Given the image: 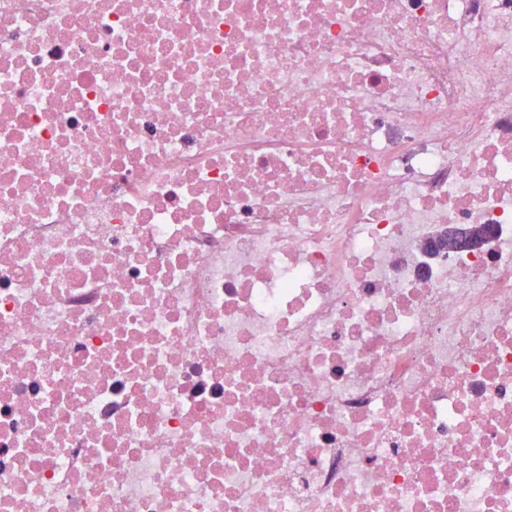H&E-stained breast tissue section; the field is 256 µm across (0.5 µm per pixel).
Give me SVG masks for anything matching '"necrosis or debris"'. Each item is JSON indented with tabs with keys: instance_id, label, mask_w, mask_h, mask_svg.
Listing matches in <instances>:
<instances>
[{
	"instance_id": "1",
	"label": "necrosis or debris",
	"mask_w": 512,
	"mask_h": 512,
	"mask_svg": "<svg viewBox=\"0 0 512 512\" xmlns=\"http://www.w3.org/2000/svg\"><path fill=\"white\" fill-rule=\"evenodd\" d=\"M0 512H512V0H0ZM492 232V227L482 225L473 226L465 231L449 229L429 245V250L451 252L462 247L479 248Z\"/></svg>"
}]
</instances>
